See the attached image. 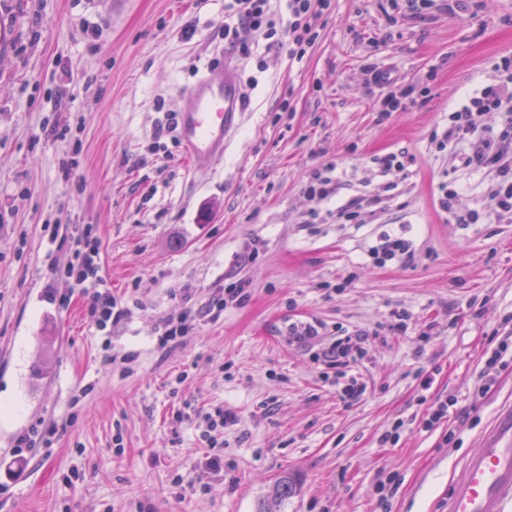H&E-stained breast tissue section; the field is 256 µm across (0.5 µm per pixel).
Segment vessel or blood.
Masks as SVG:
<instances>
[{"label":"vessel or blood","mask_w":512,"mask_h":512,"mask_svg":"<svg viewBox=\"0 0 512 512\" xmlns=\"http://www.w3.org/2000/svg\"><path fill=\"white\" fill-rule=\"evenodd\" d=\"M176 133L183 157L208 175L244 117L247 90L240 69L224 64L202 73L182 91ZM448 512H512V407L503 409L463 462L448 490Z\"/></svg>","instance_id":"b4317fda"}]
</instances>
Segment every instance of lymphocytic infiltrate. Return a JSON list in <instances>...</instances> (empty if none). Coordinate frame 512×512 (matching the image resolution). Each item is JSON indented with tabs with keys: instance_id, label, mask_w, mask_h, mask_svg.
I'll return each mask as SVG.
<instances>
[{
	"instance_id": "f902f5d3",
	"label": "lymphocytic infiltrate",
	"mask_w": 512,
	"mask_h": 512,
	"mask_svg": "<svg viewBox=\"0 0 512 512\" xmlns=\"http://www.w3.org/2000/svg\"><path fill=\"white\" fill-rule=\"evenodd\" d=\"M284 12H276L271 0H224V43L242 58H250L260 42L285 49L290 59H302L309 47L320 37L323 17L330 9V0H285ZM499 82L484 87L472 96L468 105L449 113L448 126L442 141L467 140L471 151L459 162L468 167L474 164L495 168L500 182L490 200L500 210L512 212V161L505 160L506 144H512V127L500 135H490L483 122L484 115L501 108L504 100L512 101V62L494 66ZM70 255L65 274L73 287L87 298L91 321L97 331H111L115 322L130 313L112 294L107 279L101 273L97 243L89 229H82L68 238ZM250 296L248 281L238 280L225 288L221 298L193 308L184 307L179 313L162 317L154 329L158 347L181 344L195 332L201 322L214 318L230 306L242 304ZM364 352L352 336H339L327 347L315 353L314 360L333 373L332 382L345 403L363 397L366 387L352 377V368L363 359Z\"/></svg>"
}]
</instances>
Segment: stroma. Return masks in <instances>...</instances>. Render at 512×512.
Wrapping results in <instances>:
<instances>
[{
    "instance_id": "1",
    "label": "stroma",
    "mask_w": 512,
    "mask_h": 512,
    "mask_svg": "<svg viewBox=\"0 0 512 512\" xmlns=\"http://www.w3.org/2000/svg\"><path fill=\"white\" fill-rule=\"evenodd\" d=\"M323 22L302 60L263 47L237 60L218 35L224 0H0V512H446L465 455L512 405V349L481 378L492 333L512 335V218L490 203L495 170L458 166L468 143L433 135L512 60V0H435L415 18L333 0ZM232 60L250 103L203 180L180 145L154 150L153 103L179 110L204 67ZM368 61L416 106L381 116ZM401 152L405 175L371 162ZM327 165L334 192L311 201ZM352 201L361 223H337ZM55 224L91 227L131 308L110 338L51 268L48 253L66 251ZM385 233L408 240L411 262L373 260ZM240 279L248 301L158 348L156 323L183 306L174 290L197 306ZM395 310L407 329L383 335ZM313 320L360 337L361 401L344 403L292 339ZM420 370L434 376L425 394ZM436 398L448 418L420 430ZM190 406L241 423L212 448L176 421ZM41 421L56 426L51 447L16 460L15 438ZM397 423L398 441L379 444ZM284 479L291 494L269 506Z\"/></svg>"
}]
</instances>
